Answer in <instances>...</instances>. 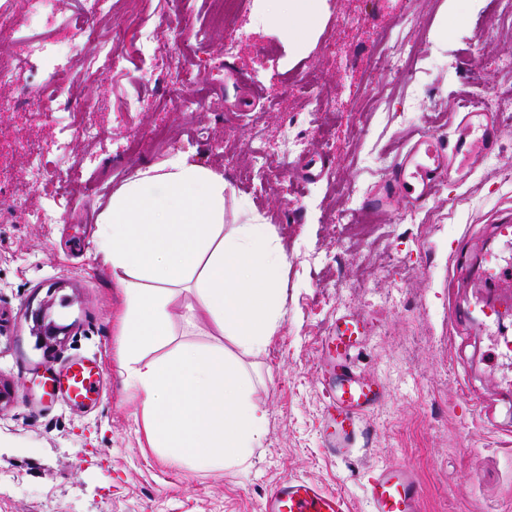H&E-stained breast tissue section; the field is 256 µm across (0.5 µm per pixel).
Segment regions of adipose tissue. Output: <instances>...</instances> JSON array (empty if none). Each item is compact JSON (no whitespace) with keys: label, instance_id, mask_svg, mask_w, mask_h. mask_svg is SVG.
Wrapping results in <instances>:
<instances>
[{"label":"adipose tissue","instance_id":"ef3b65f1","mask_svg":"<svg viewBox=\"0 0 512 512\" xmlns=\"http://www.w3.org/2000/svg\"><path fill=\"white\" fill-rule=\"evenodd\" d=\"M261 18L303 46L320 24L325 0H260ZM231 186L208 164L176 153L137 169L97 218V253L123 297L118 320L126 382L141 399L151 447L196 470H221L259 441L264 411L238 360L223 350L168 343L171 310L186 328H207L244 354L265 351L285 311L288 258L270 221L237 205L224 221Z\"/></svg>","mask_w":512,"mask_h":512}]
</instances>
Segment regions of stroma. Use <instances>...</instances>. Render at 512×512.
<instances>
[{"instance_id": "obj_1", "label": "stroma", "mask_w": 512, "mask_h": 512, "mask_svg": "<svg viewBox=\"0 0 512 512\" xmlns=\"http://www.w3.org/2000/svg\"><path fill=\"white\" fill-rule=\"evenodd\" d=\"M258 0L212 20L211 0H114L111 22L95 21L97 42L114 29L162 43L175 23L191 41L173 50L189 66L220 64L174 105L165 57L135 54L109 73L89 74L93 49L71 47L81 79L63 86L82 112L49 117L0 112V512H263L267 491L304 477L342 492L349 512H369L366 487L389 463L412 467L421 512H512V368L490 366V330L448 327V306L478 291L451 286L457 250L494 247L493 224L512 219V112L500 113L502 145L463 182L445 184L421 209L370 213L356 230L367 192L389 174L398 147L416 130L452 137V114L472 95L512 99V15L502 0H326L324 21L292 53L280 29L257 18ZM240 43L225 57L230 38ZM420 45L415 69L378 72L391 41ZM168 138L154 140L152 130ZM298 141L279 182L264 180L284 135ZM188 152L224 173L237 199L265 216L288 254L284 318L265 353L232 342L267 413L263 434L238 464L193 471L149 447L140 406L117 354L122 295L94 258L99 212L137 168ZM312 155L325 171L302 184L294 165ZM50 303L63 342L41 346L31 311ZM368 325L359 370L380 379L384 402L364 422L366 437L339 459L323 446L326 397L320 343L336 315ZM94 357L104 375L95 407L77 409L43 393L48 369Z\"/></svg>"}]
</instances>
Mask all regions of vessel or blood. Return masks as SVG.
Segmentation results:
<instances>
[{"instance_id":"vessel-or-blood-1","label":"vessel or blood","mask_w":512,"mask_h":512,"mask_svg":"<svg viewBox=\"0 0 512 512\" xmlns=\"http://www.w3.org/2000/svg\"><path fill=\"white\" fill-rule=\"evenodd\" d=\"M453 141L419 130L412 134L394 161L388 178L363 200L365 209L380 212L400 204L422 208L450 179L464 181V168H476L495 151L503 129L496 113L462 105L453 120ZM467 167H460V160ZM499 252L472 261L469 251H460L453 269L454 282H473L481 297L473 304L448 312L449 323L475 319L493 331L488 353L490 363L512 360V224L494 225ZM367 339V326L360 316H337L332 332L323 340L319 365L323 373L328 406L323 421V441L336 457H350L365 438L363 421L385 399L379 379L357 370L355 355ZM101 371L96 362L76 360L46 381L45 393L65 392L77 406L95 402ZM371 512H421L422 488L414 471L402 463L379 467L367 486ZM264 512H348L340 492L326 489L305 478H288L268 491Z\"/></svg>"}]
</instances>
